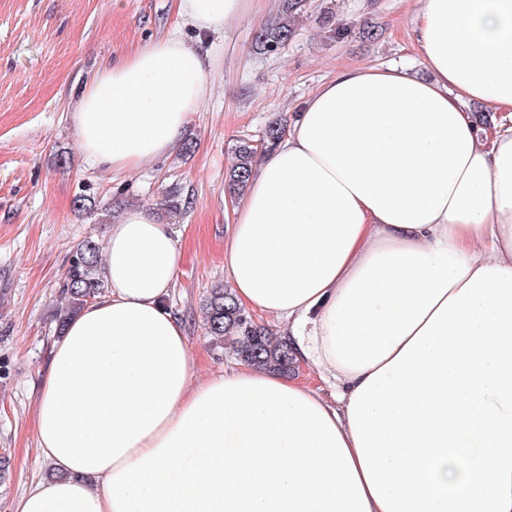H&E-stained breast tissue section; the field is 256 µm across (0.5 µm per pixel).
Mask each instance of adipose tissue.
Segmentation results:
<instances>
[{"label": "adipose tissue", "instance_id": "1", "mask_svg": "<svg viewBox=\"0 0 512 512\" xmlns=\"http://www.w3.org/2000/svg\"><path fill=\"white\" fill-rule=\"evenodd\" d=\"M427 77L363 65L321 84L233 210L224 271L293 348L285 376H197L166 304L183 253L152 208L104 241V294L50 350L36 405L58 470L11 512H382L349 424L354 391L478 269L512 270V0H419ZM245 0H178L201 35ZM202 52L148 42L83 86L74 122L96 167L179 148L210 88ZM491 111L477 125L469 104Z\"/></svg>", "mask_w": 512, "mask_h": 512}]
</instances>
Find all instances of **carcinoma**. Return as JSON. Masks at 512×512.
Listing matches in <instances>:
<instances>
[{"instance_id":"carcinoma-1","label":"carcinoma","mask_w":512,"mask_h":512,"mask_svg":"<svg viewBox=\"0 0 512 512\" xmlns=\"http://www.w3.org/2000/svg\"><path fill=\"white\" fill-rule=\"evenodd\" d=\"M307 0H281L278 14L254 33L256 48L274 52L286 45L295 35L296 19L305 13ZM319 23L329 29L330 35L343 40L350 35L346 27L336 25L329 13L320 17ZM287 120L280 118L264 130L260 144L241 139L234 146V162L225 173V191L231 197L243 195L247 189L253 168L260 155L275 149L283 137ZM102 244L86 238L71 258L63 281L66 306L56 312L58 329H64L67 321L89 300L106 288L100 270ZM204 321L208 334L215 342L227 345L239 358L259 369L288 373L294 370V357L286 342L273 340L272 331L249 321L250 315L242 310L228 288H214L203 306Z\"/></svg>"}]
</instances>
